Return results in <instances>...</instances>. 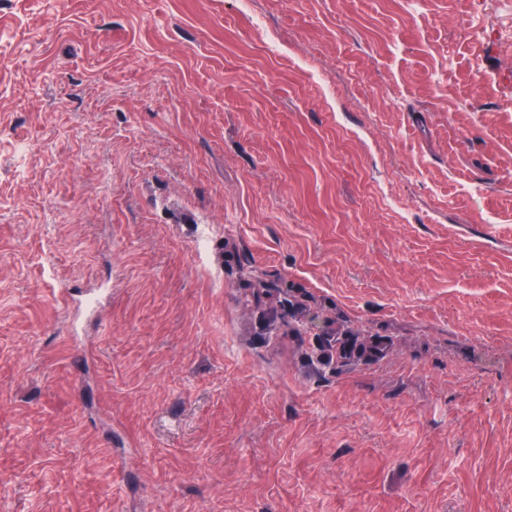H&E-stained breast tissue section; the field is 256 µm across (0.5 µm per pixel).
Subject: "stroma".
I'll return each mask as SVG.
<instances>
[{
    "label": "stroma",
    "mask_w": 512,
    "mask_h": 512,
    "mask_svg": "<svg viewBox=\"0 0 512 512\" xmlns=\"http://www.w3.org/2000/svg\"><path fill=\"white\" fill-rule=\"evenodd\" d=\"M510 27L0 0V512H512ZM351 336L357 335L349 330L336 332L334 344L328 340L320 347L323 356L328 360L332 358L335 350L336 368H342L350 362L365 358H380L386 354L388 345L382 341L381 336H370L369 339L362 341Z\"/></svg>",
    "instance_id": "obj_1"
}]
</instances>
